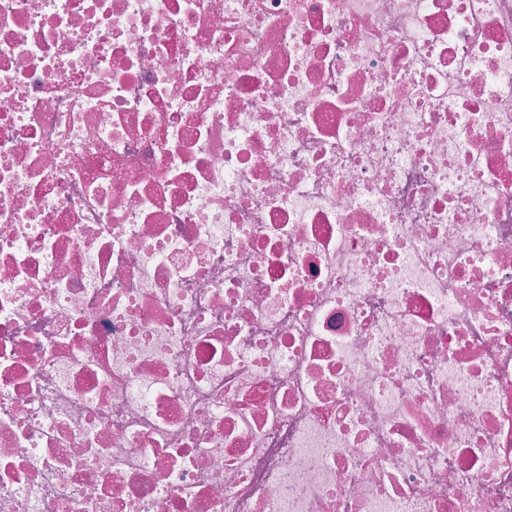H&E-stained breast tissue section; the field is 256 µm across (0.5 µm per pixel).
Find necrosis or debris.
I'll return each instance as SVG.
<instances>
[{
	"mask_svg": "<svg viewBox=\"0 0 512 512\" xmlns=\"http://www.w3.org/2000/svg\"><path fill=\"white\" fill-rule=\"evenodd\" d=\"M0 512H512V0H0Z\"/></svg>",
	"mask_w": 512,
	"mask_h": 512,
	"instance_id": "necrosis-or-debris-1",
	"label": "necrosis or debris"
}]
</instances>
